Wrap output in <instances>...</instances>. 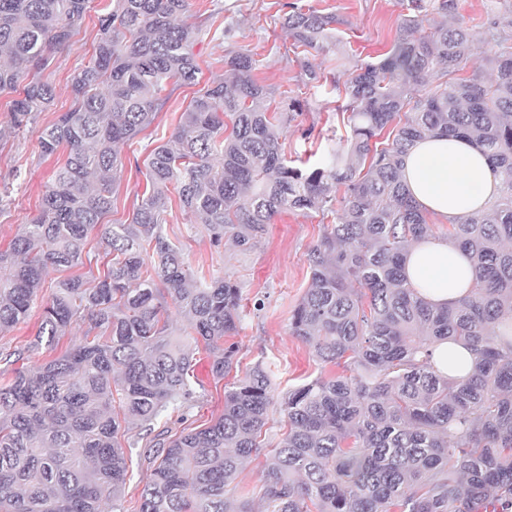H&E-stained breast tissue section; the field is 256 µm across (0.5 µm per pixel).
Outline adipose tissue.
<instances>
[{
	"instance_id": "adipose-tissue-1",
	"label": "adipose tissue",
	"mask_w": 512,
	"mask_h": 512,
	"mask_svg": "<svg viewBox=\"0 0 512 512\" xmlns=\"http://www.w3.org/2000/svg\"><path fill=\"white\" fill-rule=\"evenodd\" d=\"M401 179L422 211L447 223L461 215L486 212L501 189L499 177L477 145L445 137L417 142L403 160ZM405 273L420 295L435 305L467 296L475 277L464 252L432 237L412 246Z\"/></svg>"
}]
</instances>
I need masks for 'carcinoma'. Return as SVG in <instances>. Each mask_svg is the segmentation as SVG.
Here are the masks:
<instances>
[{
    "instance_id": "obj_1",
    "label": "carcinoma",
    "mask_w": 512,
    "mask_h": 512,
    "mask_svg": "<svg viewBox=\"0 0 512 512\" xmlns=\"http://www.w3.org/2000/svg\"><path fill=\"white\" fill-rule=\"evenodd\" d=\"M87 2L0 0V95L12 97L0 140L32 131L51 105L43 70L69 47ZM413 4L419 14L393 47L350 79L349 135L311 170L288 164L279 144L299 102L272 107L259 61L231 51V79L200 91L150 151L131 221L109 224L127 147L177 88L198 83L191 44L203 27L186 16L187 0H114L71 80L74 107L37 131L42 154L63 149L65 160L35 219L0 249V333L27 318L48 268L86 269L55 284L35 340L52 347L81 322L78 343L0 385V512H104L109 501L123 512L126 449L150 434L138 512H512V4L488 0L495 21L482 31L431 17L453 0ZM283 27L296 48L336 41V17L313 8L292 10ZM477 38L494 49L487 84L456 77ZM432 75L440 82L420 92ZM427 136L474 138L501 181L488 212L448 229L475 279L444 307L404 275L407 251L431 227L399 169ZM173 191L215 245L228 234L243 251L282 210L336 214L307 255L311 284L290 331L340 371L282 398L288 430L265 454L254 498L231 491L270 430L271 364L224 391L209 427H169L195 394L196 358L171 331L167 300L218 378L237 363L244 317L241 288L193 276L168 239ZM447 340L474 355L460 380L430 362Z\"/></svg>"
}]
</instances>
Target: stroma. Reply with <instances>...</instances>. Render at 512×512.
Masks as SVG:
<instances>
[{
    "mask_svg": "<svg viewBox=\"0 0 512 512\" xmlns=\"http://www.w3.org/2000/svg\"><path fill=\"white\" fill-rule=\"evenodd\" d=\"M296 6L335 15L339 43L307 53L294 48L282 23ZM111 9L112 0H90L81 28L70 39V48L55 54L49 67L55 87L51 107L38 113L35 132L0 142V187L5 185L10 190L8 204L0 211L1 249L7 248L24 224L37 215L42 195L64 159L60 153L43 156L36 132L72 109L70 80L92 56L98 20ZM188 10L196 22L218 13L221 25L217 32L202 31L194 45L202 71L199 85L224 79V55L241 50L259 60L256 77L272 91L275 100H299L300 112L282 128L279 139L282 152L292 160L323 152L331 138L345 135L347 116L339 107L353 71L358 65L377 62L391 49L410 13L409 0H189ZM308 63L324 77L320 88L307 83L304 66ZM197 87L178 88L154 124L134 139L128 151L131 161L115 187L110 223L130 222L147 184L141 162L159 139L170 137ZM330 222V217L318 212L285 210L266 225L252 249L243 251L228 237L220 246H213L204 225L180 207H173L168 233L172 242L183 247L191 271L235 280L248 307L238 336L241 351L236 369L226 378H216L211 372V357L197 354L194 400L185 421H171L173 431L211 425L224 412L225 385L258 361L280 362L281 369L273 378L278 399L290 387L317 375L319 366L309 347L290 335L289 319L310 285L307 254ZM74 274V269L65 267L49 270L26 321L0 334V353L29 346L39 330L42 308L54 284ZM257 300L263 301L262 310H253Z\"/></svg>",
    "mask_w": 512,
    "mask_h": 512,
    "instance_id": "35a3bbf8",
    "label": "stroma"
}]
</instances>
